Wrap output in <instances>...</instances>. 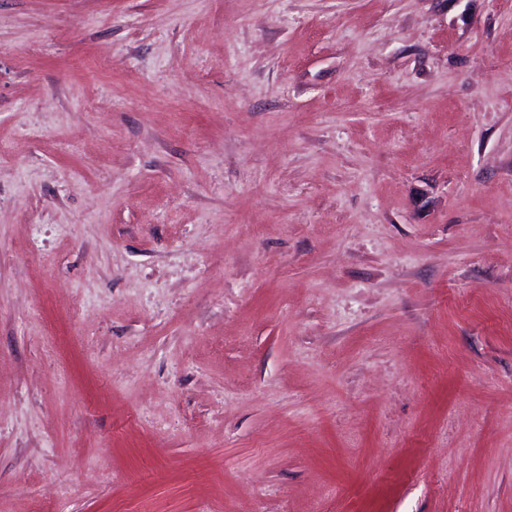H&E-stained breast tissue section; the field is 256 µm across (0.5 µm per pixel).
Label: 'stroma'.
<instances>
[{
	"instance_id": "obj_1",
	"label": "stroma",
	"mask_w": 512,
	"mask_h": 512,
	"mask_svg": "<svg viewBox=\"0 0 512 512\" xmlns=\"http://www.w3.org/2000/svg\"><path fill=\"white\" fill-rule=\"evenodd\" d=\"M0 512H512V0H0Z\"/></svg>"
}]
</instances>
